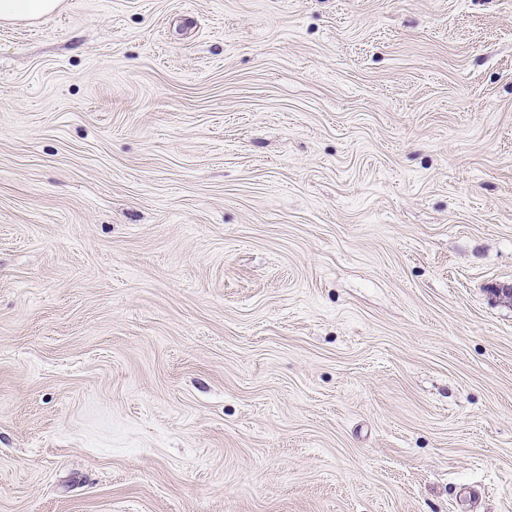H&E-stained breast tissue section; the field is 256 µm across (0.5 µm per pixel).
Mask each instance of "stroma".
Listing matches in <instances>:
<instances>
[{"instance_id": "stroma-1", "label": "stroma", "mask_w": 512, "mask_h": 512, "mask_svg": "<svg viewBox=\"0 0 512 512\" xmlns=\"http://www.w3.org/2000/svg\"><path fill=\"white\" fill-rule=\"evenodd\" d=\"M512 0L0 22V512H512Z\"/></svg>"}]
</instances>
